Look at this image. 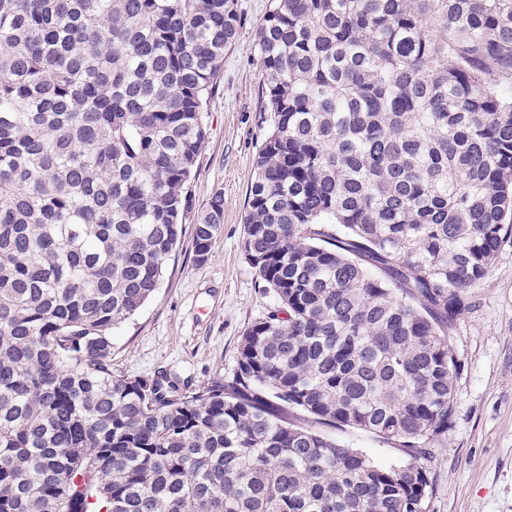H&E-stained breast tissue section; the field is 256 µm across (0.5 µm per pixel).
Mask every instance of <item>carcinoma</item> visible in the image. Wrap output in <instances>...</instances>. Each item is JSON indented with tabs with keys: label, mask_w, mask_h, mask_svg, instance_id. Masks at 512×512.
Instances as JSON below:
<instances>
[{
	"label": "carcinoma",
	"mask_w": 512,
	"mask_h": 512,
	"mask_svg": "<svg viewBox=\"0 0 512 512\" xmlns=\"http://www.w3.org/2000/svg\"><path fill=\"white\" fill-rule=\"evenodd\" d=\"M237 0H0V512H414L512 239V0H271L232 376L112 372L182 233ZM216 194L194 225L208 258ZM405 456L382 467L328 435ZM332 434L341 442L362 451L377 465H398L404 459L402 454L396 449L359 431L352 429H346L345 431L336 430V432L332 431Z\"/></svg>",
	"instance_id": "1"
}]
</instances>
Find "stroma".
Masks as SVG:
<instances>
[{
	"instance_id": "1",
	"label": "stroma",
	"mask_w": 512,
	"mask_h": 512,
	"mask_svg": "<svg viewBox=\"0 0 512 512\" xmlns=\"http://www.w3.org/2000/svg\"><path fill=\"white\" fill-rule=\"evenodd\" d=\"M270 0H238L242 25L205 118L207 136L189 186L183 233L156 294L112 330V370L166 371L190 388L234 372L244 332L275 305L244 253V215L254 162L271 120L264 110L256 28ZM224 222L204 262L193 227L215 194ZM451 342L458 361L448 433L426 466L430 512H512V243L470 291Z\"/></svg>"
}]
</instances>
